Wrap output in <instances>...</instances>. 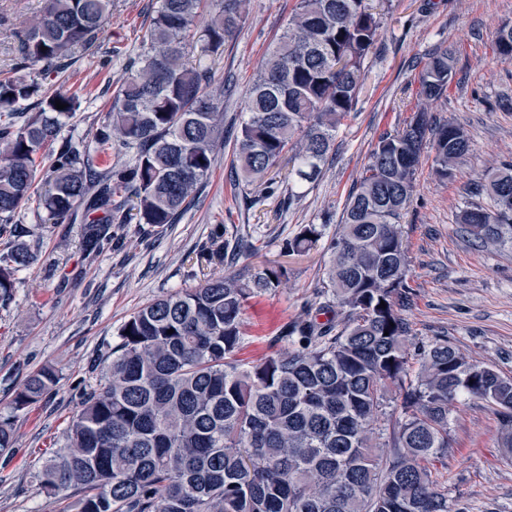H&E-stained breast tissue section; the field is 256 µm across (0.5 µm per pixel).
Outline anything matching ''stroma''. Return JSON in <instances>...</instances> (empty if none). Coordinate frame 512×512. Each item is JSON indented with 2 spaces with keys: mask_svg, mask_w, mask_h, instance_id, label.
Instances as JSON below:
<instances>
[{
  "mask_svg": "<svg viewBox=\"0 0 512 512\" xmlns=\"http://www.w3.org/2000/svg\"><path fill=\"white\" fill-rule=\"evenodd\" d=\"M295 4L248 0L223 55L210 60L226 128H238L245 91ZM41 5L42 0H0V14L13 19L0 25V78L12 72L15 28L33 19ZM155 7L156 0H114L100 44L111 54L109 65L101 66L99 54L79 51L61 77L45 81L46 90L83 99L66 132L85 135L102 121ZM379 13L357 102L337 130L320 178L303 186L290 208L274 198L244 204L227 143L216 149L202 191L178 223L115 225L113 240L94 255H83L79 225L44 223L30 205L21 210L24 239L37 244L38 258L16 273L10 297L0 298V414L9 415L20 385L43 366H54L59 382L14 420L16 444L0 455V512H63L66 499L39 486L43 450L64 444L85 389L100 377L118 341V326L159 296L193 287L196 255L209 245L216 226L245 225L252 234L253 250L239 255L232 272L287 267L288 279L277 293L246 304L239 356L251 362L280 348L282 327L313 309L329 261L319 249L285 253L284 240L303 224L334 232L379 136L402 128L421 108L419 74L426 55L441 44L456 50V75L447 99L432 111L462 126L471 150L448 180L435 175L432 153L421 157L402 220L410 294L401 313L410 345L444 336L470 360L512 377V249L473 246L459 223L474 200L473 185L512 162V108L499 104L503 93L512 94V60L493 53L498 27L512 25V0H385ZM449 434L447 455L430 463L449 504L457 512H512V461L503 455L499 422L488 405L459 400L450 409Z\"/></svg>",
  "mask_w": 512,
  "mask_h": 512,
  "instance_id": "obj_1",
  "label": "stroma"
}]
</instances>
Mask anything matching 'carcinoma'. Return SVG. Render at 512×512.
I'll list each match as a JSON object with an SVG mask.
<instances>
[{
	"label": "carcinoma",
	"mask_w": 512,
	"mask_h": 512,
	"mask_svg": "<svg viewBox=\"0 0 512 512\" xmlns=\"http://www.w3.org/2000/svg\"><path fill=\"white\" fill-rule=\"evenodd\" d=\"M246 2L157 0L110 111L86 140L63 134L80 96L48 94L41 81L59 76L76 51L97 49L112 0H43L36 22L15 31L13 75L0 80V235L17 231L16 217L32 201L54 224L81 221L86 255L113 238L115 224L176 223L224 140V110L203 60L224 52ZM379 25L368 0H297L246 92L233 149L237 181L260 182L261 198L291 204L294 187L318 179L355 105ZM494 53L512 59V25L497 29ZM454 64L446 46L429 52L419 97L445 99ZM33 99L37 111L18 122ZM114 144L132 151L131 160L100 167ZM48 147L42 190L36 172ZM426 148L436 174L449 179L471 142L460 125L416 112L379 137L332 235L304 224L286 241L292 253L329 254L322 295L331 298L286 324V346L255 363L237 357L244 305L277 291L287 270L215 271L222 250L242 243L216 229L224 249L200 251L198 265L210 268L203 283L163 295L121 324L64 446L39 463L40 488L65 494L63 512H462L450 508L429 468L448 453L449 408L461 395L485 401L512 458V378L469 361L446 338L418 347L417 369L408 364L400 221ZM285 162L293 182L286 189ZM473 194L492 205L462 211L466 236L477 246L512 244V163L490 171ZM36 258L25 241L0 253L1 297ZM58 382L55 368L42 367L21 385L13 410ZM14 445V422L1 418L0 453Z\"/></svg>",
	"instance_id": "1"
}]
</instances>
